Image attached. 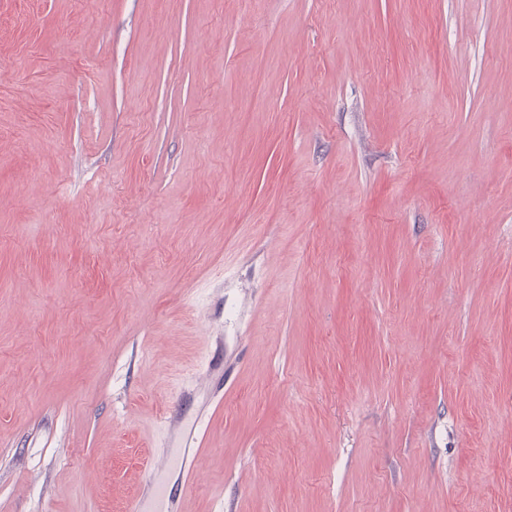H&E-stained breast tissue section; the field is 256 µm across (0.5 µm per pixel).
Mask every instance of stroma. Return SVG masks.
<instances>
[{
  "instance_id": "stroma-1",
  "label": "stroma",
  "mask_w": 512,
  "mask_h": 512,
  "mask_svg": "<svg viewBox=\"0 0 512 512\" xmlns=\"http://www.w3.org/2000/svg\"><path fill=\"white\" fill-rule=\"evenodd\" d=\"M136 503L512 512V0H0V512Z\"/></svg>"
}]
</instances>
